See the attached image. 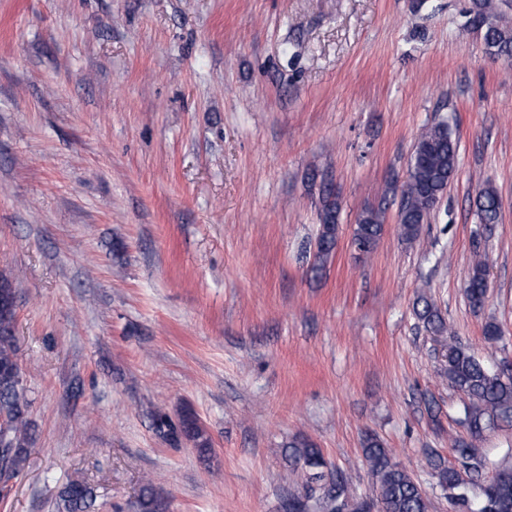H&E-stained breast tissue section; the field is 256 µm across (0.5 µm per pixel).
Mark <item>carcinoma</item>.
<instances>
[{
    "label": "carcinoma",
    "mask_w": 512,
    "mask_h": 512,
    "mask_svg": "<svg viewBox=\"0 0 512 512\" xmlns=\"http://www.w3.org/2000/svg\"><path fill=\"white\" fill-rule=\"evenodd\" d=\"M509 0H474L466 15L464 29L480 33L486 52L506 61L512 60V27L501 22ZM458 139L445 121L427 128L419 137L406 180L402 184L398 209L401 235L413 240L428 220L433 203L439 200L453 179L458 165ZM476 211L482 224H495L499 219L500 200L491 188H485L475 199ZM320 231L316 238L314 264L318 273L333 256L337 246L338 206L325 201L320 212ZM383 231L382 210H367L361 214L353 230L352 244L367 253L373 251ZM488 288V262L483 258L472 267L466 282L470 304L483 306ZM16 290L10 280L0 276V478H12L26 467L29 457L31 400L18 363V347L14 334L16 321ZM415 315L425 330L447 344L444 375L450 385L469 398L466 423L471 438L501 423H512V374L504 375L488 368L475 354L448 335V326L434 302L419 296ZM157 430L171 442L182 439L192 442L202 453L209 449V440L190 412L174 423L166 416L156 420ZM292 456L303 462L307 482L325 477L326 462L313 444L302 441L289 444ZM364 456L375 480V498L364 500L352 492L341 476L332 480L322 498L325 512H429L430 502L420 485L391 461L388 449L374 436L363 442ZM457 464L437 462L439 482L443 489L457 492L448 500L457 512H512V467L502 470L484 487L478 508L469 505V497L460 489L461 472L481 475L483 462L472 444L455 442ZM58 512H93L95 495L82 481H70L59 492Z\"/></svg>",
    "instance_id": "1"
}]
</instances>
